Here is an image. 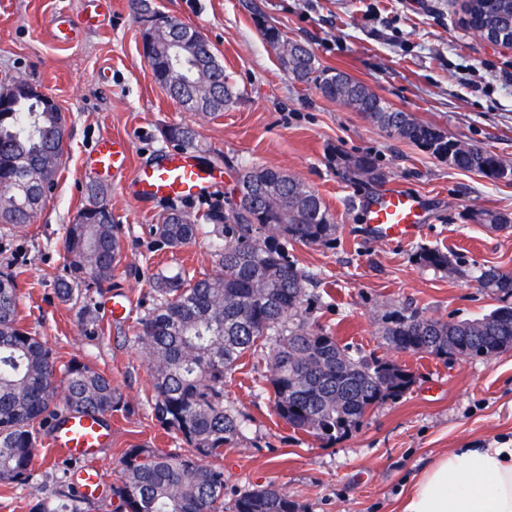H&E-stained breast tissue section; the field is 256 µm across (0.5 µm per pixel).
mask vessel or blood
<instances>
[{
    "label": "vessel or blood",
    "instance_id": "b4317fda",
    "mask_svg": "<svg viewBox=\"0 0 512 512\" xmlns=\"http://www.w3.org/2000/svg\"><path fill=\"white\" fill-rule=\"evenodd\" d=\"M127 152L123 142L103 139L97 154L98 164L111 168L123 165ZM217 181L212 171L201 170L193 151L165 153L154 165L141 169L133 184L141 198L187 201L196 198ZM421 202L411 193L391 189L375 198L367 210V221L374 232L385 240L410 236L420 219ZM111 432L87 415L71 416L65 426L53 433L52 446L63 457L85 462L84 491L94 496L100 475L89 461L98 448L109 440Z\"/></svg>",
    "mask_w": 512,
    "mask_h": 512
}]
</instances>
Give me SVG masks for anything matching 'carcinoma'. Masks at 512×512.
<instances>
[{
    "label": "carcinoma",
    "mask_w": 512,
    "mask_h": 512,
    "mask_svg": "<svg viewBox=\"0 0 512 512\" xmlns=\"http://www.w3.org/2000/svg\"><path fill=\"white\" fill-rule=\"evenodd\" d=\"M464 22L487 36H509L512 0H463ZM274 50L292 46L295 55L281 61L297 81L315 78L322 95L364 113L390 136L406 139L448 160L458 169L495 180L512 181V165L497 154L467 152L436 126L392 107L365 84L333 68L321 69L314 53L289 39L279 27L257 20ZM176 34L190 42L191 58L182 61L185 77L169 80L165 58L148 62L156 82L182 108L217 116L237 100L211 46L193 39V28L172 18ZM66 118L42 95L0 103V224L30 223L44 205L54 181L39 180L38 170L57 173L64 152ZM163 139L179 148H198L197 134L175 123L162 129ZM350 179L379 182L383 172L372 155L332 151ZM241 197L229 212L211 207L206 224L170 208L155 235L170 247L193 241L209 226L217 240L219 274L197 278L187 270L158 275L157 299L139 321L137 339L153 371L146 402L157 421L187 441L194 454L174 456L145 444L123 453V474L112 487L115 512H224V471L205 466V458L244 441L239 413L224 407V378L246 354L268 368L264 376L276 413L293 428L326 441L359 426L379 404L402 396L414 383L412 371L380 357L353 354L336 337L310 321L309 275L288 256V242L327 246L336 225L320 196L302 181L277 168L252 164L238 177ZM90 184L87 203L67 225L64 250L67 277L56 290L65 301L83 291L112 286L121 262L118 225ZM421 264L458 274L438 249L420 252ZM26 270L0 271V481L24 482L44 429L62 425L68 416L99 419L112 414L121 397L104 373L77 359L60 362L42 337L20 317V281ZM475 280L483 288L512 295V272L482 269ZM384 344L397 352L425 353L444 361L491 358L512 350V306L475 319L442 320L417 311L391 316ZM230 512H301L288 493L273 485L236 496Z\"/></svg>",
    "instance_id": "cac0c4a2"
}]
</instances>
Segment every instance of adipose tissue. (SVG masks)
<instances>
[{
  "mask_svg": "<svg viewBox=\"0 0 512 512\" xmlns=\"http://www.w3.org/2000/svg\"><path fill=\"white\" fill-rule=\"evenodd\" d=\"M404 512H512V448H458L416 482Z\"/></svg>",
  "mask_w": 512,
  "mask_h": 512,
  "instance_id": "obj_1",
  "label": "adipose tissue"
}]
</instances>
